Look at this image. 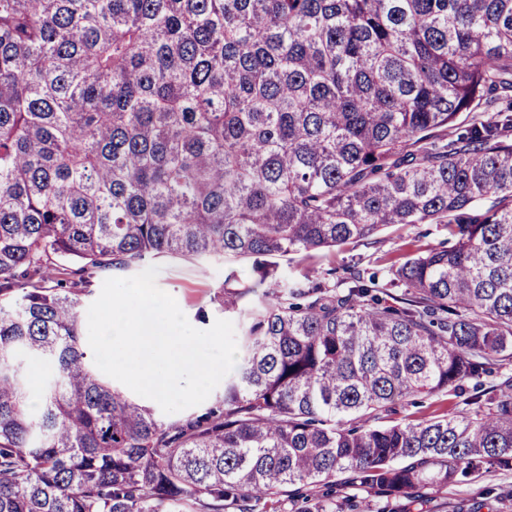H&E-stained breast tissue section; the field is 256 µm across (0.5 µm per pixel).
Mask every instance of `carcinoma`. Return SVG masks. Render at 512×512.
<instances>
[{
    "instance_id": "1",
    "label": "carcinoma",
    "mask_w": 512,
    "mask_h": 512,
    "mask_svg": "<svg viewBox=\"0 0 512 512\" xmlns=\"http://www.w3.org/2000/svg\"><path fill=\"white\" fill-rule=\"evenodd\" d=\"M512 0H0V512L426 507L512 471ZM484 112L461 126L478 103ZM439 224L331 285L273 257ZM254 259L223 402L86 360L91 279ZM54 374L32 402L23 366ZM463 408L385 422L416 398ZM101 373L115 387H118V388H121V389L125 390L132 398L138 400L142 404H145V405L153 408L154 411L157 413V415L160 416L163 419L176 418V417H178L179 415H182V414H191V413L200 414V413L204 412L207 408L215 405L217 402L222 400L223 395H224V379H223L220 382V384L213 390V392L210 394V396L203 403H201L200 405L187 408V409H185L183 411H180V412H177V413H174V414H165L155 401L147 399V398H144V397H141V396L135 394L133 391H131L124 384H122L119 381L111 378L110 376L104 374L103 372H101Z\"/></svg>"
}]
</instances>
